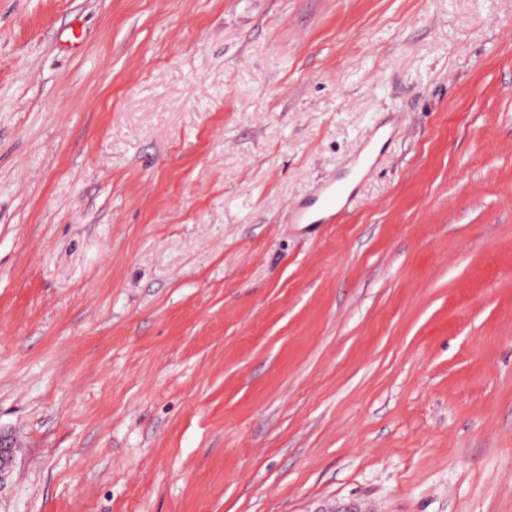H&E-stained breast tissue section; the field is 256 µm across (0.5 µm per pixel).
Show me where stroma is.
<instances>
[{
	"mask_svg": "<svg viewBox=\"0 0 512 512\" xmlns=\"http://www.w3.org/2000/svg\"><path fill=\"white\" fill-rule=\"evenodd\" d=\"M0 431V512H512V0H0ZM353 189L347 186L337 185L336 181H328L318 192V194L308 202L298 204L294 208L295 221L298 224H315L324 219L334 220L341 212L342 208L338 200L342 195L352 196ZM321 211L325 215L314 220V212Z\"/></svg>",
	"mask_w": 512,
	"mask_h": 512,
	"instance_id": "stroma-1",
	"label": "stroma"
}]
</instances>
